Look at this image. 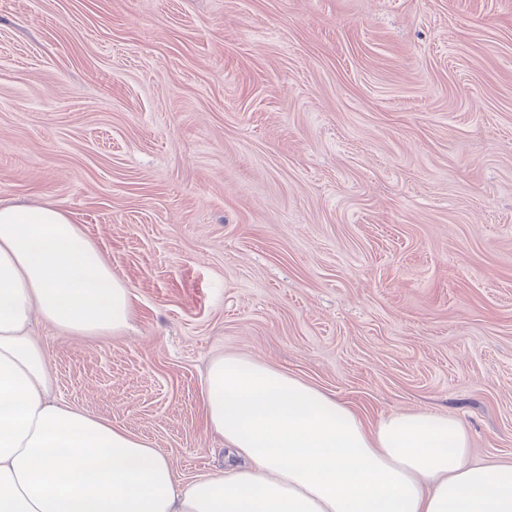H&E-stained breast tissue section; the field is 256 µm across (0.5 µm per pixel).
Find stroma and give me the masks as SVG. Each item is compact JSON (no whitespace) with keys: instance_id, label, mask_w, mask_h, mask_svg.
Returning a JSON list of instances; mask_svg holds the SVG:
<instances>
[{"instance_id":"1","label":"stroma","mask_w":512,"mask_h":512,"mask_svg":"<svg viewBox=\"0 0 512 512\" xmlns=\"http://www.w3.org/2000/svg\"><path fill=\"white\" fill-rule=\"evenodd\" d=\"M45 201L134 305L33 318L53 394L181 478L228 353L512 464V0H0V202Z\"/></svg>"}]
</instances>
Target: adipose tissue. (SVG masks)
Here are the masks:
<instances>
[{"mask_svg": "<svg viewBox=\"0 0 512 512\" xmlns=\"http://www.w3.org/2000/svg\"><path fill=\"white\" fill-rule=\"evenodd\" d=\"M131 294L55 206L0 205V512H512V464L478 463L458 419L370 423L236 354L203 381L218 475L178 477L153 444L52 399L33 316L70 336L130 328Z\"/></svg>", "mask_w": 512, "mask_h": 512, "instance_id": "ef3b65f1", "label": "adipose tissue"}]
</instances>
